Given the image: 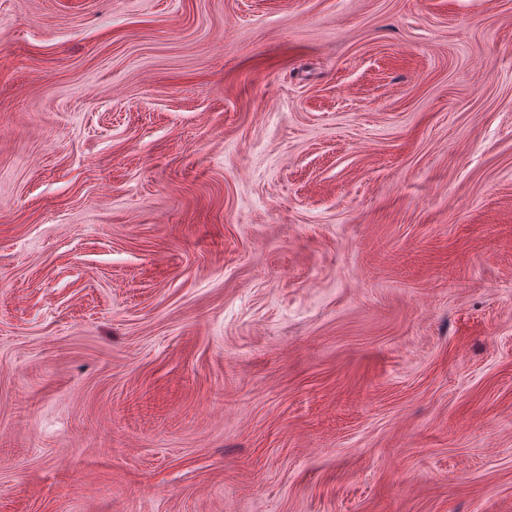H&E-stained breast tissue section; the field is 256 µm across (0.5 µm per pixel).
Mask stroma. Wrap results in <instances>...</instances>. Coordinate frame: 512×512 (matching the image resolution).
Masks as SVG:
<instances>
[{
    "instance_id": "35a3bbf8",
    "label": "stroma",
    "mask_w": 512,
    "mask_h": 512,
    "mask_svg": "<svg viewBox=\"0 0 512 512\" xmlns=\"http://www.w3.org/2000/svg\"><path fill=\"white\" fill-rule=\"evenodd\" d=\"M0 512H512V0H0Z\"/></svg>"
}]
</instances>
